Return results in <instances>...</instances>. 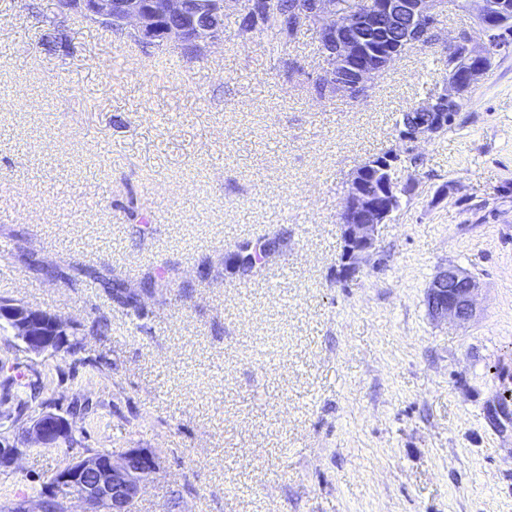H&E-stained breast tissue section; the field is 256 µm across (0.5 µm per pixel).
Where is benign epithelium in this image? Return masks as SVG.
<instances>
[{
	"mask_svg": "<svg viewBox=\"0 0 512 512\" xmlns=\"http://www.w3.org/2000/svg\"><path fill=\"white\" fill-rule=\"evenodd\" d=\"M62 13L119 28L135 41L157 49L178 47L205 54L224 40V17L239 13L246 20L244 36L261 31L270 0H56ZM477 21L484 34L478 45L461 37L448 49L447 89L414 108L422 117L404 124L400 139H432L454 120L463 95L478 82L496 56L512 46V5L508 0H477ZM297 17L288 18V29L305 24L315 28L324 67L313 80L322 95H368L383 68L413 46L437 43L438 17L446 0H362L357 10L343 9L339 0H303ZM400 150L392 148L370 159L352 173L339 215L343 249L336 277L348 282L363 269L376 249L378 228L391 220L398 195L412 190L413 181L391 176L380 188L368 184L373 173L396 172ZM478 283L467 272L449 267L440 271L428 289V307L435 318L459 323L475 312ZM0 321L27 349L40 354L66 349L67 325L56 315L25 303L0 301ZM24 437L45 448H56L71 434L64 416L42 410L21 421ZM22 449L0 442V469L14 466ZM160 469L159 456L149 448H128L119 456L89 453L75 458L49 482L46 496L89 505L87 512H133L143 483Z\"/></svg>",
	"mask_w": 512,
	"mask_h": 512,
	"instance_id": "7a95c632",
	"label": "benign epithelium"
}]
</instances>
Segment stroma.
<instances>
[{"label":"stroma","mask_w":512,"mask_h":512,"mask_svg":"<svg viewBox=\"0 0 512 512\" xmlns=\"http://www.w3.org/2000/svg\"><path fill=\"white\" fill-rule=\"evenodd\" d=\"M240 23L159 65L56 0H0V300L83 340L36 354L0 328V363L39 380L33 410L67 416L83 452L157 453L134 512H512V51L410 144L397 177L415 187L345 283L350 174L444 90L446 46L482 42L475 10L449 6L439 44L360 101L315 91V31L274 49ZM275 234L282 253L231 273L229 251ZM85 265L158 280L134 311ZM449 266L479 283L464 324L428 312ZM24 395L0 378V440L26 447L0 505L37 512L73 456L6 420Z\"/></svg>","instance_id":"obj_1"}]
</instances>
